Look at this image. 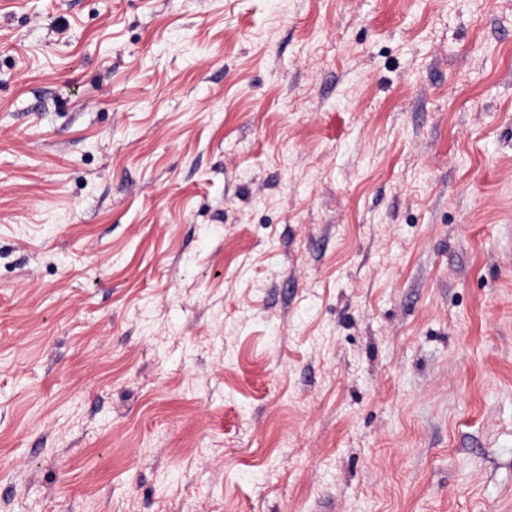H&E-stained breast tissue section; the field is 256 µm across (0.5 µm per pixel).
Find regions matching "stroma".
<instances>
[{"instance_id":"obj_1","label":"stroma","mask_w":512,"mask_h":512,"mask_svg":"<svg viewBox=\"0 0 512 512\" xmlns=\"http://www.w3.org/2000/svg\"><path fill=\"white\" fill-rule=\"evenodd\" d=\"M0 512H512V0H0Z\"/></svg>"}]
</instances>
